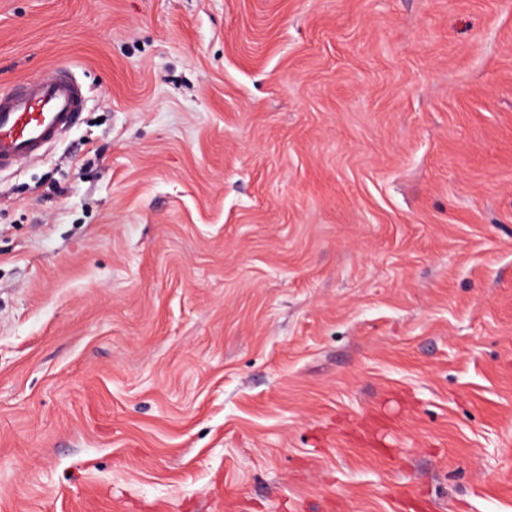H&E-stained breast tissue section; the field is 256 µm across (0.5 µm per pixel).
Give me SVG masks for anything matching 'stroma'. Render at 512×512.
<instances>
[{
  "instance_id": "35a3bbf8",
  "label": "stroma",
  "mask_w": 512,
  "mask_h": 512,
  "mask_svg": "<svg viewBox=\"0 0 512 512\" xmlns=\"http://www.w3.org/2000/svg\"><path fill=\"white\" fill-rule=\"evenodd\" d=\"M0 512H512V0H0ZM84 101L82 85L66 67L0 91V169L41 157L72 128Z\"/></svg>"
}]
</instances>
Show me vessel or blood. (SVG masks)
Returning <instances> with one entry per match:
<instances>
[{"instance_id":"1","label":"vessel or blood","mask_w":512,"mask_h":512,"mask_svg":"<svg viewBox=\"0 0 512 512\" xmlns=\"http://www.w3.org/2000/svg\"><path fill=\"white\" fill-rule=\"evenodd\" d=\"M84 101L80 82L65 67L0 91V169L41 157L72 127Z\"/></svg>"}]
</instances>
